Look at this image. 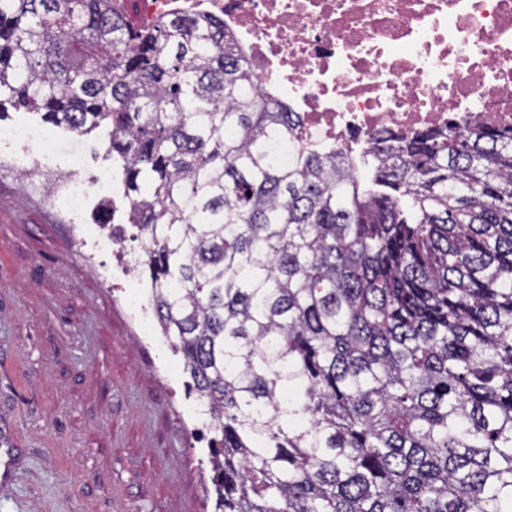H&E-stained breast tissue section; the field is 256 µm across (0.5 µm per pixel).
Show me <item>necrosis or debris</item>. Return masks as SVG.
<instances>
[{"label":"necrosis or debris","instance_id":"necrosis-or-debris-1","mask_svg":"<svg viewBox=\"0 0 512 512\" xmlns=\"http://www.w3.org/2000/svg\"><path fill=\"white\" fill-rule=\"evenodd\" d=\"M195 12L223 19L259 92L301 115V144H338L359 176L383 135L512 131V0H138L136 23ZM51 141L23 122L0 127V153L32 181L56 169ZM298 145L277 143L278 161ZM58 171L49 197L69 221L115 190L110 169Z\"/></svg>","mask_w":512,"mask_h":512}]
</instances>
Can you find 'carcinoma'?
<instances>
[{"mask_svg": "<svg viewBox=\"0 0 512 512\" xmlns=\"http://www.w3.org/2000/svg\"><path fill=\"white\" fill-rule=\"evenodd\" d=\"M0 0V106L106 131L215 512H512V135L391 138L366 178L204 15Z\"/></svg>", "mask_w": 512, "mask_h": 512, "instance_id": "1", "label": "carcinoma"}]
</instances>
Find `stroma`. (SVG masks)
Returning a JSON list of instances; mask_svg holds the SVG:
<instances>
[{"mask_svg": "<svg viewBox=\"0 0 512 512\" xmlns=\"http://www.w3.org/2000/svg\"><path fill=\"white\" fill-rule=\"evenodd\" d=\"M88 210L73 227L0 165V512H215L179 356L82 255L100 217L126 224L125 199Z\"/></svg>", "mask_w": 512, "mask_h": 512, "instance_id": "stroma-1", "label": "stroma"}]
</instances>
